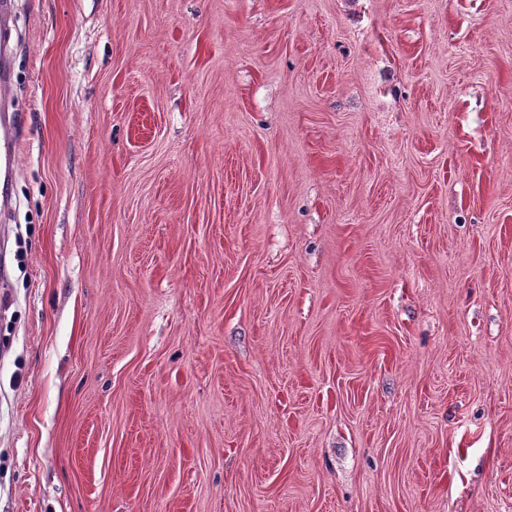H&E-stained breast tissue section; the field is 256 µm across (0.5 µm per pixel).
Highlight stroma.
<instances>
[{
  "mask_svg": "<svg viewBox=\"0 0 512 512\" xmlns=\"http://www.w3.org/2000/svg\"><path fill=\"white\" fill-rule=\"evenodd\" d=\"M0 512H512V0H14Z\"/></svg>",
  "mask_w": 512,
  "mask_h": 512,
  "instance_id": "1",
  "label": "stroma"
}]
</instances>
